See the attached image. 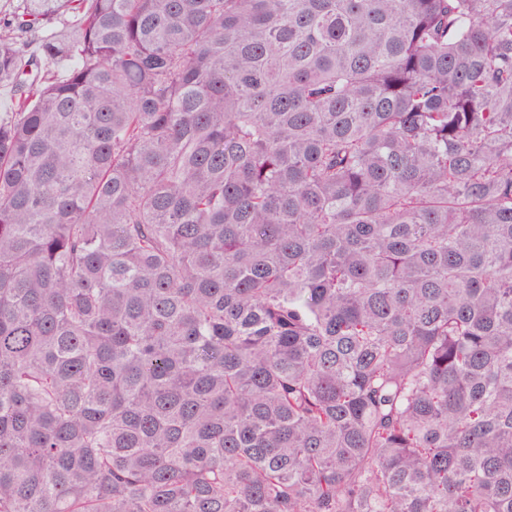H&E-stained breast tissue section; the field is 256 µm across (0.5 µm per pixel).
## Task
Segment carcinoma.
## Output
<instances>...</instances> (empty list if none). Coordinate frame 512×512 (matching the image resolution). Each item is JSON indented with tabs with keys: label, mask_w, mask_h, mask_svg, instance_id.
Masks as SVG:
<instances>
[{
	"label": "carcinoma",
	"mask_w": 512,
	"mask_h": 512,
	"mask_svg": "<svg viewBox=\"0 0 512 512\" xmlns=\"http://www.w3.org/2000/svg\"><path fill=\"white\" fill-rule=\"evenodd\" d=\"M0 83V512H512V0H12Z\"/></svg>",
	"instance_id": "carcinoma-1"
}]
</instances>
